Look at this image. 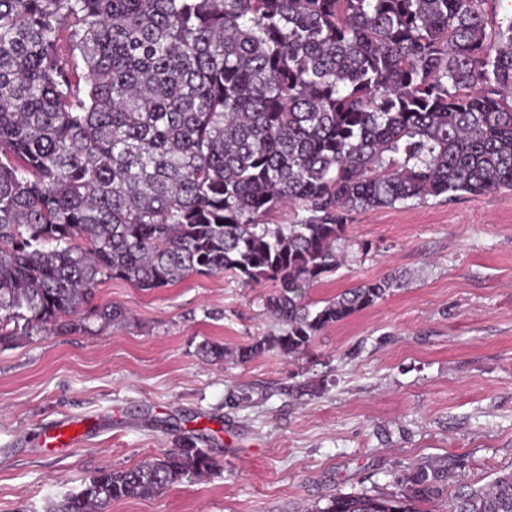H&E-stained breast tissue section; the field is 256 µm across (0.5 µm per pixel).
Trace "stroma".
<instances>
[{
  "instance_id": "obj_1",
  "label": "stroma",
  "mask_w": 512,
  "mask_h": 512,
  "mask_svg": "<svg viewBox=\"0 0 512 512\" xmlns=\"http://www.w3.org/2000/svg\"><path fill=\"white\" fill-rule=\"evenodd\" d=\"M347 235L344 265L310 299L391 274L403 285L291 361L232 357L276 325L272 284L228 272L151 290L107 281L94 302L127 322L0 348V512H45L189 430L218 468L110 512H316L333 491L394 492L412 463L457 461L476 488L512 469V191L363 210ZM205 340L228 357H203ZM92 416L104 422L81 447H39L40 427Z\"/></svg>"
}]
</instances>
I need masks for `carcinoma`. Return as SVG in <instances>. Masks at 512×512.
<instances>
[{
  "label": "carcinoma",
  "instance_id": "1",
  "mask_svg": "<svg viewBox=\"0 0 512 512\" xmlns=\"http://www.w3.org/2000/svg\"><path fill=\"white\" fill-rule=\"evenodd\" d=\"M492 2L0 0V346L126 321L92 304L113 279L273 283L277 330L199 345L240 363L295 359L384 299L399 278L308 296L343 264L353 213L512 188V20ZM198 442L100 469L46 512L205 476L218 461ZM396 483L318 512H426L448 467ZM448 512H512V471L457 480Z\"/></svg>",
  "mask_w": 512,
  "mask_h": 512
}]
</instances>
